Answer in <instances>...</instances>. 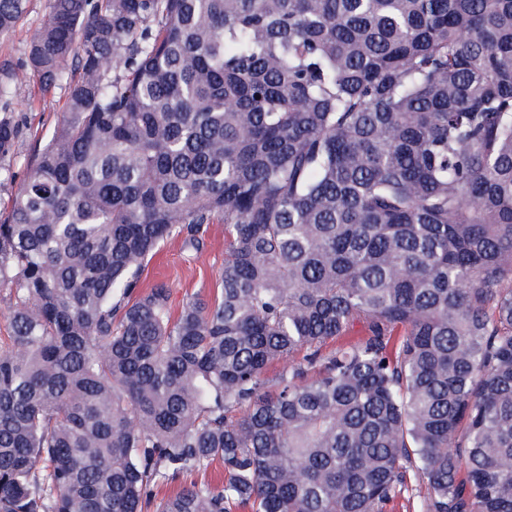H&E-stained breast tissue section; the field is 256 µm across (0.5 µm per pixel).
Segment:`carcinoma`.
<instances>
[{
    "label": "carcinoma",
    "mask_w": 512,
    "mask_h": 512,
    "mask_svg": "<svg viewBox=\"0 0 512 512\" xmlns=\"http://www.w3.org/2000/svg\"><path fill=\"white\" fill-rule=\"evenodd\" d=\"M23 74L0 512H512V0H51ZM216 221L214 299L134 293ZM7 101L17 121L24 126L10 165L22 177L33 154L57 129L66 105L63 88L43 96L32 77L9 84L1 102Z\"/></svg>",
    "instance_id": "carcinoma-1"
}]
</instances>
